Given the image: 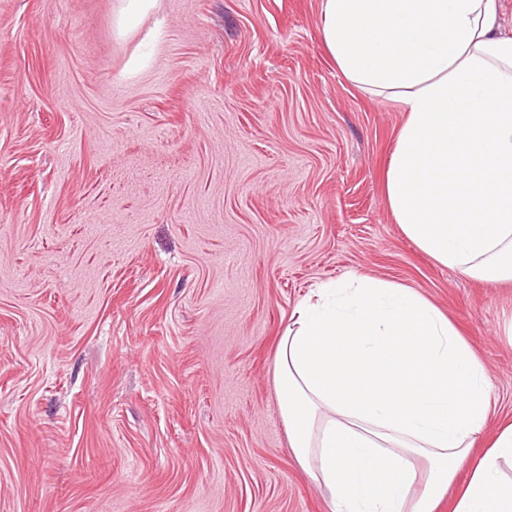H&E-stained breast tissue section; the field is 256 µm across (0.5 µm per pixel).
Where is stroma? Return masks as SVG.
<instances>
[{"instance_id":"obj_1","label":"stroma","mask_w":512,"mask_h":512,"mask_svg":"<svg viewBox=\"0 0 512 512\" xmlns=\"http://www.w3.org/2000/svg\"><path fill=\"white\" fill-rule=\"evenodd\" d=\"M0 0V512H330L276 344L316 285L427 297L512 421V281L434 262L384 174L404 115L320 0Z\"/></svg>"}]
</instances>
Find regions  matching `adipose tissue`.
Listing matches in <instances>:
<instances>
[{
    "instance_id": "obj_1",
    "label": "adipose tissue",
    "mask_w": 512,
    "mask_h": 512,
    "mask_svg": "<svg viewBox=\"0 0 512 512\" xmlns=\"http://www.w3.org/2000/svg\"><path fill=\"white\" fill-rule=\"evenodd\" d=\"M500 0H321L324 45L359 91L400 105L385 193L437 263L512 280V34ZM275 382L296 460L331 512H512V422L481 456L492 382L412 289L351 276L299 303ZM464 483H457L461 470Z\"/></svg>"
}]
</instances>
